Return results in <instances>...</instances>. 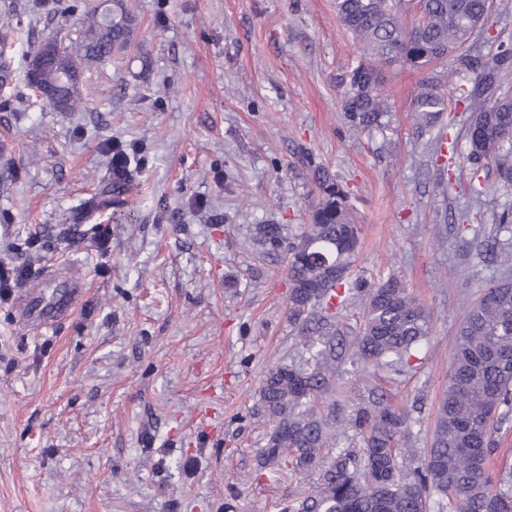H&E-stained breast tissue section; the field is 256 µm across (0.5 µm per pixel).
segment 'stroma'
I'll list each match as a JSON object with an SVG mask.
<instances>
[{"label":"stroma","instance_id":"35a3bbf8","mask_svg":"<svg viewBox=\"0 0 512 512\" xmlns=\"http://www.w3.org/2000/svg\"><path fill=\"white\" fill-rule=\"evenodd\" d=\"M118 2L131 44L84 72L86 110L34 107L22 50L0 92V264L27 269L0 296V512H284L311 493L264 464L273 422L259 397L270 368L306 360L286 245L311 222L314 164L351 193L354 275H400L432 313L411 367L349 368L339 409L379 400L428 448L458 326L498 275L487 245L512 187L474 200L471 165L443 166L417 138L422 72H387V129L347 125L332 77L359 50L332 0ZM4 8L25 47L80 30L55 0ZM113 146L127 202L95 211L116 181ZM260 224L282 245L259 251ZM53 265L86 293L68 320L29 326L14 303Z\"/></svg>","mask_w":512,"mask_h":512}]
</instances>
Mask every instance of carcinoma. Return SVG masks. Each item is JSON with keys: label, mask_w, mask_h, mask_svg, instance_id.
<instances>
[{"label": "carcinoma", "mask_w": 512, "mask_h": 512, "mask_svg": "<svg viewBox=\"0 0 512 512\" xmlns=\"http://www.w3.org/2000/svg\"><path fill=\"white\" fill-rule=\"evenodd\" d=\"M405 0H334L336 19L359 44L357 64L336 74L341 109L356 131L388 126L391 105L384 70L393 66L420 70L424 77L412 98L418 135L436 140L448 99L440 91L442 75L434 66L455 55L456 71L473 75L459 88L457 104L470 113L466 160L473 165L471 193L488 195L481 177L495 167L496 181L512 186V97L501 93V75L512 69V48L500 47L486 59L481 40L492 39L493 0H422L421 13L407 23ZM12 11L0 12V47H12L18 29ZM131 19L85 6L81 30L66 46H42L26 53L25 78L35 84L42 105L55 112L80 111L85 100L82 74L125 48ZM318 199L312 224L288 257V319L308 353L306 365L281 364L261 387V403L274 419L266 460L284 463L313 479L312 493L288 506V512H512V468L495 471V434L512 420V276L490 280L462 319L448 372V388L436 417L431 448H411L412 421L390 407L362 409L354 425L364 448L359 456H328L336 429L345 421L336 411L323 415L317 402L336 394L344 347L352 364L398 374L429 337L431 313L396 275L368 282L352 275L359 228L350 215L346 191L328 170H314ZM279 226L257 229L263 248L278 240ZM364 307L355 329L340 312L355 300Z\"/></svg>", "instance_id": "cac0c4a2"}]
</instances>
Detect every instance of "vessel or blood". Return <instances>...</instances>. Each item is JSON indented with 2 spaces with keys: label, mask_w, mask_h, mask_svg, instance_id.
Wrapping results in <instances>:
<instances>
[{
  "label": "vessel or blood",
  "mask_w": 512,
  "mask_h": 512,
  "mask_svg": "<svg viewBox=\"0 0 512 512\" xmlns=\"http://www.w3.org/2000/svg\"><path fill=\"white\" fill-rule=\"evenodd\" d=\"M83 293L82 281L62 272H52L17 299L15 310L25 323L50 327L73 314Z\"/></svg>",
  "instance_id": "b4317fda"
}]
</instances>
